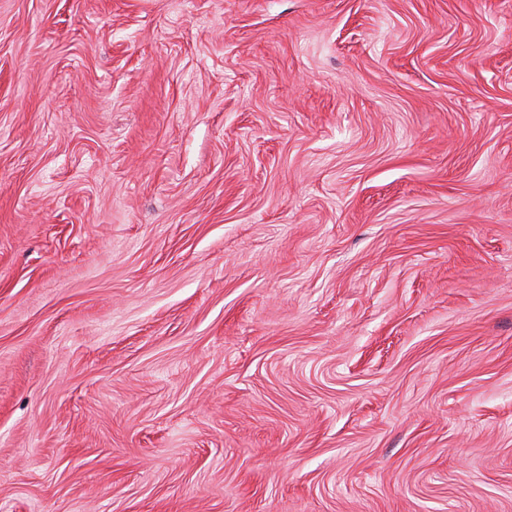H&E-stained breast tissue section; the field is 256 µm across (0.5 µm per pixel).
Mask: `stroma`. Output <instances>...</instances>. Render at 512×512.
I'll use <instances>...</instances> for the list:
<instances>
[{
    "label": "stroma",
    "instance_id": "35a3bbf8",
    "mask_svg": "<svg viewBox=\"0 0 512 512\" xmlns=\"http://www.w3.org/2000/svg\"><path fill=\"white\" fill-rule=\"evenodd\" d=\"M0 512H512V0H0Z\"/></svg>",
    "mask_w": 512,
    "mask_h": 512
}]
</instances>
